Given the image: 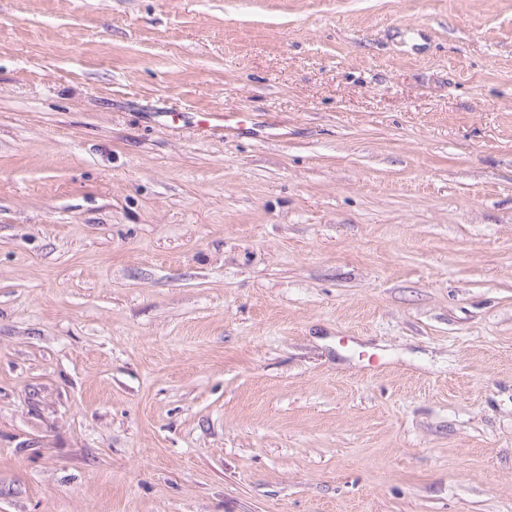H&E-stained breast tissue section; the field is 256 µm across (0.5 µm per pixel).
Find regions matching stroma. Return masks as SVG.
<instances>
[{"label":"stroma","instance_id":"35a3bbf8","mask_svg":"<svg viewBox=\"0 0 512 512\" xmlns=\"http://www.w3.org/2000/svg\"><path fill=\"white\" fill-rule=\"evenodd\" d=\"M0 512H512V0H0Z\"/></svg>","mask_w":512,"mask_h":512}]
</instances>
